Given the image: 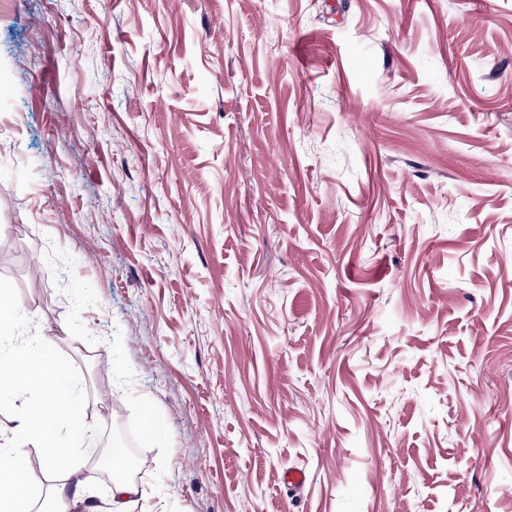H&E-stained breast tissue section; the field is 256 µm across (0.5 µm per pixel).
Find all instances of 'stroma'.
Wrapping results in <instances>:
<instances>
[{
	"mask_svg": "<svg viewBox=\"0 0 512 512\" xmlns=\"http://www.w3.org/2000/svg\"><path fill=\"white\" fill-rule=\"evenodd\" d=\"M4 247L132 512H512V0H0ZM143 496V490L132 480L119 479L112 483L111 504L109 512H129V506Z\"/></svg>",
	"mask_w": 512,
	"mask_h": 512,
	"instance_id": "stroma-1",
	"label": "stroma"
}]
</instances>
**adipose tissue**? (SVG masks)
<instances>
[{
  "label": "adipose tissue",
  "instance_id": "adipose-tissue-1",
  "mask_svg": "<svg viewBox=\"0 0 512 512\" xmlns=\"http://www.w3.org/2000/svg\"><path fill=\"white\" fill-rule=\"evenodd\" d=\"M31 337L19 331L8 351L0 352V387L35 396L17 415L11 435L0 437V512H26L32 489L16 465L19 444L34 448L49 481L44 512H97L79 479L76 449L95 451L97 435L76 421V404L57 385L63 369L48 352L32 354Z\"/></svg>",
  "mask_w": 512,
  "mask_h": 512
}]
</instances>
